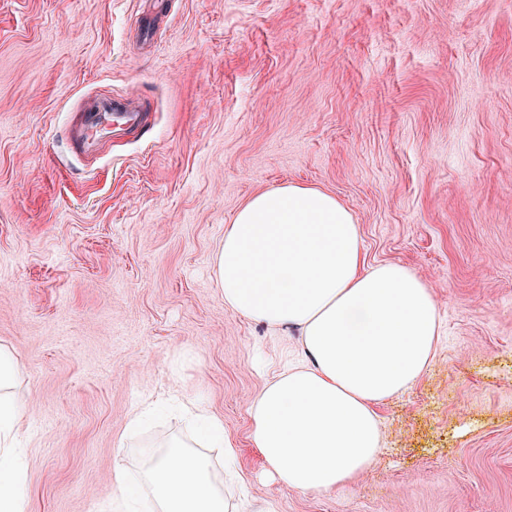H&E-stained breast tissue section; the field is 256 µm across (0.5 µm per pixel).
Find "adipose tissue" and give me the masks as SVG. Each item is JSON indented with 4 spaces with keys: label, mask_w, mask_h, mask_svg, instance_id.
Segmentation results:
<instances>
[{
    "label": "adipose tissue",
    "mask_w": 512,
    "mask_h": 512,
    "mask_svg": "<svg viewBox=\"0 0 512 512\" xmlns=\"http://www.w3.org/2000/svg\"><path fill=\"white\" fill-rule=\"evenodd\" d=\"M224 304L276 335L297 337L299 360L267 380L249 405L250 436L265 472L284 490L329 495L368 472L383 449L378 406L409 391L435 357L439 304L428 282L396 263H368L360 229L332 194L288 184L249 199L224 227L215 254ZM17 364L0 348V512H28L17 448L22 408ZM178 408L200 437L238 450L200 400ZM113 512H230L209 457L176 439L150 454L142 485L113 473Z\"/></svg>",
    "instance_id": "adipose-tissue-1"
}]
</instances>
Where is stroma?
<instances>
[{"label": "stroma", "mask_w": 512, "mask_h": 512, "mask_svg": "<svg viewBox=\"0 0 512 512\" xmlns=\"http://www.w3.org/2000/svg\"><path fill=\"white\" fill-rule=\"evenodd\" d=\"M142 123L81 152L96 98ZM336 196L368 262L433 288L436 356L378 408L354 485L261 476L249 402L282 346L224 307L213 255L253 195ZM29 512H109L112 473L223 418L240 512H512V0H0V347ZM178 409L190 422L200 424V438L207 441L211 448H222L225 463L237 459L238 450L224 436V420L195 397L185 395L178 404Z\"/></svg>", "instance_id": "obj_1"}]
</instances>
